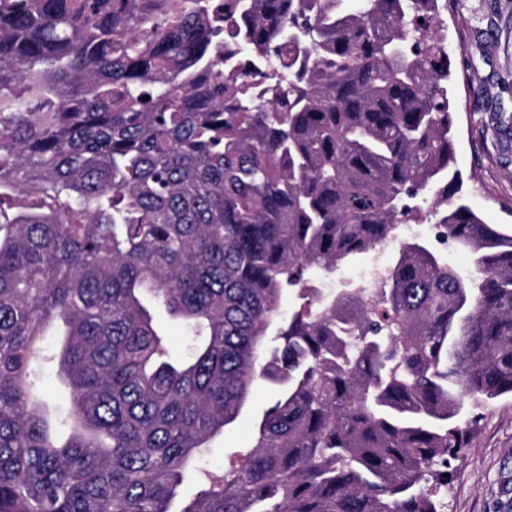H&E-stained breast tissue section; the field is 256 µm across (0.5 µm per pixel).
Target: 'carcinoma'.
Masks as SVG:
<instances>
[{
	"label": "carcinoma",
	"instance_id": "obj_1",
	"mask_svg": "<svg viewBox=\"0 0 512 512\" xmlns=\"http://www.w3.org/2000/svg\"><path fill=\"white\" fill-rule=\"evenodd\" d=\"M439 2L0 0V512H172L259 382L179 512H439L465 407L512 395V233L452 168ZM423 203L382 287L308 286ZM156 319L168 336V343L173 353L183 357L189 356L193 350L194 340L183 323L164 311L158 312ZM40 397L44 407L52 414H65L68 402L64 385L57 373V368L48 365L44 368L38 383ZM272 388L266 383L257 384L244 406L240 416L232 425L225 428L223 434L216 437L200 458V466L209 471L224 470L233 456L245 452L254 438V424L260 418L270 396Z\"/></svg>",
	"mask_w": 512,
	"mask_h": 512
}]
</instances>
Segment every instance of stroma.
<instances>
[{"label": "stroma", "instance_id": "stroma-1", "mask_svg": "<svg viewBox=\"0 0 512 512\" xmlns=\"http://www.w3.org/2000/svg\"><path fill=\"white\" fill-rule=\"evenodd\" d=\"M443 33L453 74L455 162L484 223L512 229V135L499 131L512 114V0H450ZM272 388L257 384L240 416L205 448L200 465L223 470L254 438ZM468 443L449 470L443 512H512V397L468 414Z\"/></svg>", "mask_w": 512, "mask_h": 512}]
</instances>
